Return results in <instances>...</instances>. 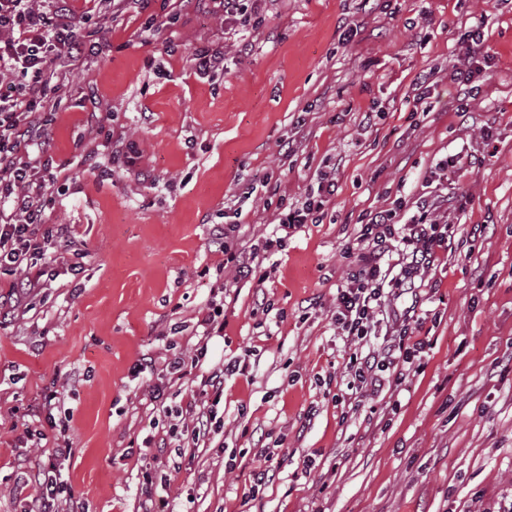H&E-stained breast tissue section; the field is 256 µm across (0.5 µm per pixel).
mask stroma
<instances>
[{"label":"stroma","mask_w":512,"mask_h":512,"mask_svg":"<svg viewBox=\"0 0 512 512\" xmlns=\"http://www.w3.org/2000/svg\"><path fill=\"white\" fill-rule=\"evenodd\" d=\"M260 16L230 35L211 0L106 16L63 87L48 139L68 181L49 185L48 221L73 225L74 244L0 324V512L38 493L17 488L18 460L36 472L60 442L91 512H140L147 471L168 475L170 512H489L512 493V0H263ZM475 29L494 63L468 90L450 75ZM198 46L223 52L214 77L196 73ZM110 129L132 142L133 167L113 165ZM456 154L468 174L432 178ZM323 171L336 192L321 223L282 234L281 206ZM425 193L447 197L457 234L410 321L420 368L360 409L349 359L382 350L386 329L361 346L338 335L342 249L362 214ZM218 226L257 253L264 282L224 266ZM213 304L223 335L154 401L159 374L136 364L163 362L171 338L191 350ZM246 349L253 375L225 378L222 432L145 457L161 404L201 398L202 379ZM52 383L70 418L47 447H20ZM270 437L273 477L253 499Z\"/></svg>","instance_id":"35a3bbf8"}]
</instances>
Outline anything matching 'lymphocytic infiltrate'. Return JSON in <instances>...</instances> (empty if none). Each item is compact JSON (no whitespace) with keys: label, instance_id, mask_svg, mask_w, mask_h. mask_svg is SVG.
I'll use <instances>...</instances> for the list:
<instances>
[{"label":"lymphocytic infiltrate","instance_id":"1","mask_svg":"<svg viewBox=\"0 0 512 512\" xmlns=\"http://www.w3.org/2000/svg\"><path fill=\"white\" fill-rule=\"evenodd\" d=\"M67 0H0V272L14 275L7 297L0 298V317L8 318L26 306L45 285L48 267L54 263L55 246L71 244L68 224H51L47 211L52 204L46 193L47 173L54 160L46 129L57 107L49 94L57 68L81 63L86 41L78 34L66 8ZM335 184L321 177L316 195L289 207L279 220L283 231L312 223L314 214L333 195ZM441 202L418 197L414 214L402 204L379 208L360 219L361 229L347 243L345 257L354 266L336 290V325L340 335L362 343L374 336L378 317L391 291L414 292L416 279L432 267L437 251L448 248L455 234L452 224L439 221ZM401 256L399 270L384 277L382 263L390 254ZM406 331L383 352L367 357L356 367L353 383L364 399L379 396L390 383L409 376L419 344H408ZM250 356L241 354L214 370L206 379L214 401L167 408L174 422L169 434H177L178 419L192 422V442L209 437L217 419L216 400L224 394V378L249 372ZM61 400L56 386L46 387L38 424H25L19 441L27 448L45 447L57 427L55 410ZM71 455L56 448L45 468L35 474L39 494L25 512H87L75 498L61 470Z\"/></svg>","mask_w":512,"mask_h":512}]
</instances>
